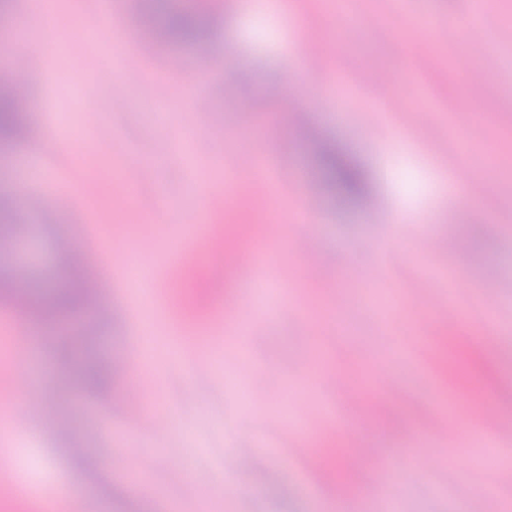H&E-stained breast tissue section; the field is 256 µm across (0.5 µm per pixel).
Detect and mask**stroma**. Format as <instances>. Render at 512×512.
Segmentation results:
<instances>
[{
  "label": "stroma",
  "instance_id": "35a3bbf8",
  "mask_svg": "<svg viewBox=\"0 0 512 512\" xmlns=\"http://www.w3.org/2000/svg\"><path fill=\"white\" fill-rule=\"evenodd\" d=\"M329 2L291 0L280 12L271 0H154L160 15L202 12L213 34L149 56L139 50L147 33L137 0H55L50 25L29 0H12L0 14L29 50L30 132L18 148L0 150V193L27 216L13 262L31 271L26 286L37 295L50 290L62 245L86 254L100 302L78 354L114 367L107 386L73 412L61 383L70 332L48 330L31 359L0 349V387L20 369L40 376L35 400L53 418L38 433L14 432L1 476L61 496L63 512H512V430L434 428L439 389L455 394L456 416L483 403L512 421V0H489L480 36L499 64L476 96L450 66L470 43L425 40L413 28L429 15L465 21L469 0H355L347 16ZM103 27L123 66L86 40ZM311 28L323 69L293 75L292 53ZM371 66L387 78V100L363 78ZM200 93L203 111L194 102ZM466 123L478 132L474 154L461 148ZM312 135L335 141L374 175L377 208L324 194L319 219L305 216L299 197L318 189ZM198 142L208 154L194 153ZM244 152L278 166L279 194L264 209L241 205L226 221L249 247L261 225L280 229L250 286L243 331L213 339L215 313H162L168 290L158 269L169 242L195 247L184 230L198 222V180L223 188ZM141 163L154 179L116 211L118 172ZM466 165L483 171L468 212L444 194ZM59 170L74 194L48 224L31 187ZM435 234L439 247L422 252ZM367 239L387 245L378 287L399 306L389 324L362 299L372 260L357 245ZM452 277L468 290L465 328L440 350L478 380L475 392L441 371L413 375L396 358L398 343L421 342L434 318L419 297ZM324 361L354 386L370 384L377 365L394 366L393 391L356 411L358 438L374 457L352 448L346 432L313 425L324 405L343 403L342 392L317 381ZM259 376L261 401L249 395ZM139 380L149 390L132 419L113 400ZM161 416L169 428H157ZM304 444L330 458L331 471L312 474L310 462L291 456ZM424 448L440 455L429 469L418 465Z\"/></svg>",
  "mask_w": 512,
  "mask_h": 512
}]
</instances>
